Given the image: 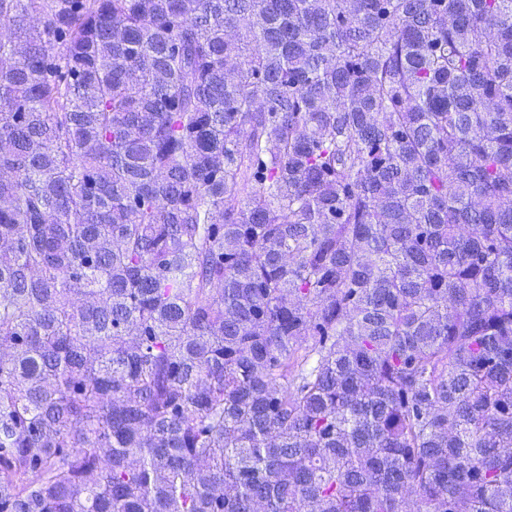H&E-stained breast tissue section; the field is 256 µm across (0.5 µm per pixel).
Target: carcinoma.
<instances>
[{
    "label": "carcinoma",
    "mask_w": 512,
    "mask_h": 512,
    "mask_svg": "<svg viewBox=\"0 0 512 512\" xmlns=\"http://www.w3.org/2000/svg\"><path fill=\"white\" fill-rule=\"evenodd\" d=\"M0 25V512H512V0Z\"/></svg>",
    "instance_id": "cac0c4a2"
}]
</instances>
